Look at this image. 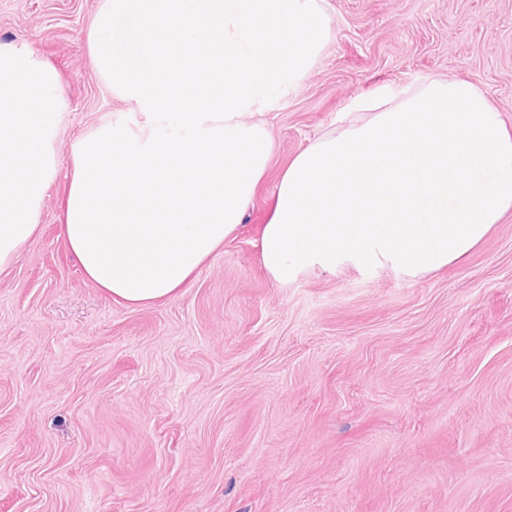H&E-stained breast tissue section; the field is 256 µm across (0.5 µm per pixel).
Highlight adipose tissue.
<instances>
[{"label": "adipose tissue", "instance_id": "1", "mask_svg": "<svg viewBox=\"0 0 512 512\" xmlns=\"http://www.w3.org/2000/svg\"><path fill=\"white\" fill-rule=\"evenodd\" d=\"M324 0H99L94 67L132 111L81 134L64 238L113 301L176 298L244 223L275 152L268 101L331 35ZM512 212V127L476 85L423 78L352 102L283 170L259 240L279 285L320 270L419 280Z\"/></svg>", "mask_w": 512, "mask_h": 512}]
</instances>
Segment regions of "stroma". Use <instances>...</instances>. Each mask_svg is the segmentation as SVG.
<instances>
[{
  "label": "stroma",
  "mask_w": 512,
  "mask_h": 512,
  "mask_svg": "<svg viewBox=\"0 0 512 512\" xmlns=\"http://www.w3.org/2000/svg\"><path fill=\"white\" fill-rule=\"evenodd\" d=\"M97 6L0 0V42H29L69 101L40 230L0 274V512H512V216L420 280L281 287L257 249L281 169L355 99L449 76L512 125V0H325L333 37L271 102L241 230L138 307L62 231L75 140L130 109L91 63Z\"/></svg>",
  "instance_id": "stroma-1"
}]
</instances>
